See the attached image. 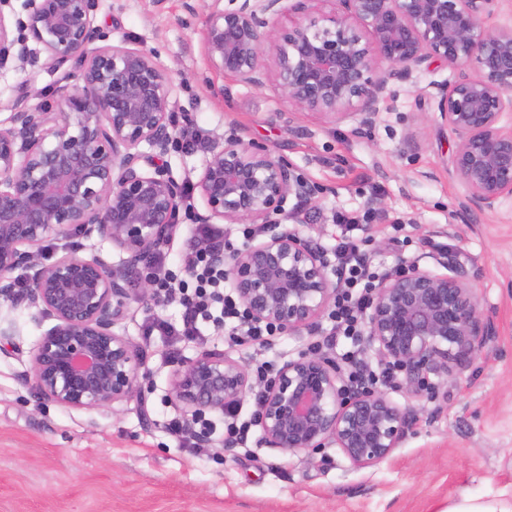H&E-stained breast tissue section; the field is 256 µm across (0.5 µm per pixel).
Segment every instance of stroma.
Listing matches in <instances>:
<instances>
[{"instance_id":"35a3bbf8","label":"stroma","mask_w":512,"mask_h":512,"mask_svg":"<svg viewBox=\"0 0 512 512\" xmlns=\"http://www.w3.org/2000/svg\"><path fill=\"white\" fill-rule=\"evenodd\" d=\"M228 0H97L95 23L107 43L134 41L175 80L174 120L192 127L204 149L178 148L167 162L178 182L197 181L210 147L230 132L269 146L300 175L310 203L293 197L281 217L321 246L336 236L334 215L375 213L356 233L374 262L399 259L435 268L436 254L463 266L495 335L484 354L435 395L415 398L378 382L418 421L394 456L358 468L336 447L289 455L263 447L259 434L224 448V419L204 452L167 428L181 411L170 400V353L179 360L229 349L247 363L283 365L307 353L316 331L282 334L258 349L230 345L204 323L174 341L146 333L147 320L180 317L178 301L132 304L116 330L140 352L149 375L142 401L109 410L70 409L43 400L26 377L35 346L51 326L34 309L0 305V512H444L461 495H512V199L492 212L461 214L464 191L448 175L455 141L437 109L434 87L453 79L428 60L412 82L390 81L391 97L371 129L292 112L273 84L243 85L207 60L206 18ZM43 59L0 66V120L15 108L54 103L66 76Z\"/></svg>"}]
</instances>
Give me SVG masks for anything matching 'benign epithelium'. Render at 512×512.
Returning <instances> with one entry per match:
<instances>
[{"label": "benign epithelium", "instance_id": "obj_1", "mask_svg": "<svg viewBox=\"0 0 512 512\" xmlns=\"http://www.w3.org/2000/svg\"><path fill=\"white\" fill-rule=\"evenodd\" d=\"M208 17L205 53L240 82L270 80L301 113L375 125L391 96L388 79L407 83L434 58L455 71L435 86L442 120L455 139L448 175L464 189L461 210L494 211L512 198V26L485 27L501 0H329L332 9L288 19L284 0H229ZM13 36L0 13V65L46 55L58 69L80 64L57 107L14 112L0 127V300L40 310L53 325L31 361L40 398L67 408L110 409L142 398L138 353L115 327L130 302L154 298L153 272L142 292L125 288L110 263L64 249L51 262L37 249L77 232L118 247L135 265L176 233L182 187L163 158L180 131L171 72L127 43H102L95 0H26ZM389 65L381 77L379 63ZM200 224H263L273 233L214 259L257 321L292 334L314 327L341 286L327 254L293 229L278 230L290 196L306 194L288 163L237 134L211 148L194 184ZM399 261L374 287L363 341L402 375L411 395L429 375L461 373L487 347L494 329L464 273ZM24 272L23 287L11 275ZM253 386L243 358L207 350L171 373L170 396L187 424L241 404ZM416 419L382 390L345 382L335 362L309 353L285 363L264 391L260 427L266 447L295 455L334 445L356 467L392 457Z\"/></svg>", "mask_w": 512, "mask_h": 512}]
</instances>
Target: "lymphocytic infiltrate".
I'll use <instances>...</instances> for the list:
<instances>
[{
  "mask_svg": "<svg viewBox=\"0 0 512 512\" xmlns=\"http://www.w3.org/2000/svg\"><path fill=\"white\" fill-rule=\"evenodd\" d=\"M341 232L336 239L333 255L337 270L344 276V288L337 296L330 315L329 336H341L359 343L364 331L363 316L371 300L377 274L367 250L352 238L354 222L338 216ZM233 250L234 244L219 224H192L187 229L186 254L182 261L186 279L178 280L169 268L170 256L160 253L153 261V285L159 297L180 294L182 316L180 323L152 318L148 332L176 339L199 335V323L211 318L229 326L238 342H251L259 346L269 343L277 335L276 327L253 323L243 305L233 294L224 291L225 272L211 260L215 248Z\"/></svg>",
  "mask_w": 512,
  "mask_h": 512,
  "instance_id": "lymphocytic-infiltrate-1",
  "label": "lymphocytic infiltrate"
}]
</instances>
